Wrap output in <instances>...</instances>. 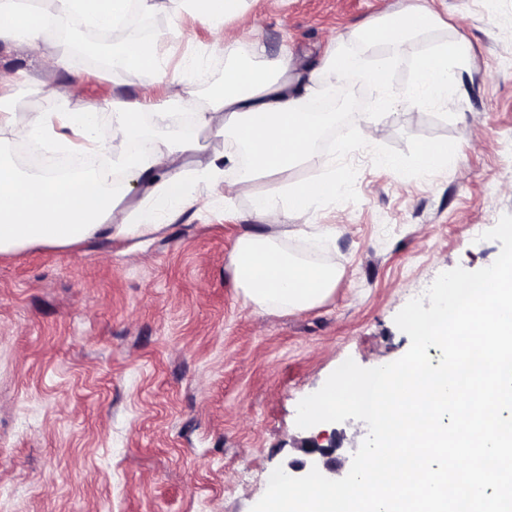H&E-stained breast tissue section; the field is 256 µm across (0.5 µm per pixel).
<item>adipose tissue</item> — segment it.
Returning a JSON list of instances; mask_svg holds the SVG:
<instances>
[{"label":"adipose tissue","instance_id":"1","mask_svg":"<svg viewBox=\"0 0 512 512\" xmlns=\"http://www.w3.org/2000/svg\"><path fill=\"white\" fill-rule=\"evenodd\" d=\"M149 12L153 0H49L46 12L58 28L81 20L97 29H112L128 15L131 6ZM439 21L427 6L408 5L402 10L353 28L347 39L328 44L305 66H298L289 46L276 57L264 56L260 44L249 54L225 66L224 77L214 89L206 111L196 113L194 123L217 136H231L250 155L234 186L251 190L252 214L270 225V232L248 227L237 239L231 255L233 277L245 302L260 311L303 312L329 299L342 272L335 264L307 260L292 252L278 228L297 215L315 211L335 198L340 183L326 175L282 192L252 191L261 176H283L298 165L312 162V146L328 115L306 111L304 100L317 90L321 75L356 80L376 95H383V75L407 52L410 42ZM43 25L33 10L18 0H0V42L35 45ZM382 41L383 53L368 58L354 50L355 42ZM111 66L126 71L148 70L158 80H172L175 91L165 100L176 107L184 92L196 82L201 63L185 61L177 73H169L161 44L153 38L122 43L113 49ZM145 94L114 102L112 122L123 146L116 161L130 181L148 185L151 198L134 208L106 191L98 175L75 174L61 179L26 180L0 163V253L32 246L71 248L112 235L144 237L156 232L159 220L175 216L192 205L188 175L210 183L221 180L223 170L216 157L179 132L142 152L140 122L144 112L155 109ZM98 112L90 105L79 112H16L0 109V133L26 141L35 149L75 147L111 153V142L97 135ZM191 171H184L182 159Z\"/></svg>","mask_w":512,"mask_h":512}]
</instances>
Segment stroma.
<instances>
[{
	"instance_id": "stroma-1",
	"label": "stroma",
	"mask_w": 512,
	"mask_h": 512,
	"mask_svg": "<svg viewBox=\"0 0 512 512\" xmlns=\"http://www.w3.org/2000/svg\"><path fill=\"white\" fill-rule=\"evenodd\" d=\"M411 0H247L215 26L191 9L131 10L113 42L160 38L170 67L196 54L203 77L165 116L145 115L146 142L204 110L227 58L215 41L260 37L267 56L289 44L298 62L350 29ZM441 24L427 38L465 37L469 64L446 103L453 120L419 107L379 118L380 144L448 138L457 159L427 178L351 160L359 200L317 209L298 224L336 236L289 237V248L335 262L342 276L323 305L299 313L246 306L230 257L251 218L247 194L192 187L193 207L134 241L0 254V512H250L276 467L302 458L297 405L346 359L373 368L402 357L394 318L438 274L475 271L498 257L484 239L512 214V0H429ZM98 31L73 23L37 48L0 43V74L29 72L0 107L67 112L101 104L99 135L115 138L112 102L168 84L149 71L56 67ZM223 155L225 182L242 164L232 139L193 127Z\"/></svg>"
}]
</instances>
